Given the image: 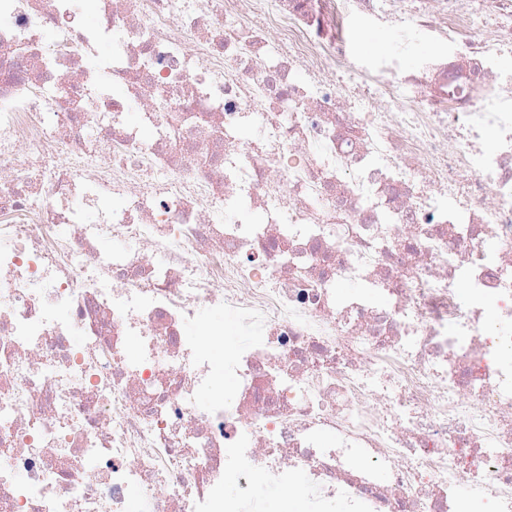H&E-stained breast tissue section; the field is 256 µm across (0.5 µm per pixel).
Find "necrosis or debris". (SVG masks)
Returning a JSON list of instances; mask_svg holds the SVG:
<instances>
[{
  "label": "necrosis or debris",
  "mask_w": 512,
  "mask_h": 512,
  "mask_svg": "<svg viewBox=\"0 0 512 512\" xmlns=\"http://www.w3.org/2000/svg\"><path fill=\"white\" fill-rule=\"evenodd\" d=\"M258 486L512 512V0H0V512ZM351 38L363 61L401 49L406 54L408 64L413 65L418 55L429 49L424 38L393 30L370 31L362 25L356 26Z\"/></svg>",
  "instance_id": "obj_1"
}]
</instances>
